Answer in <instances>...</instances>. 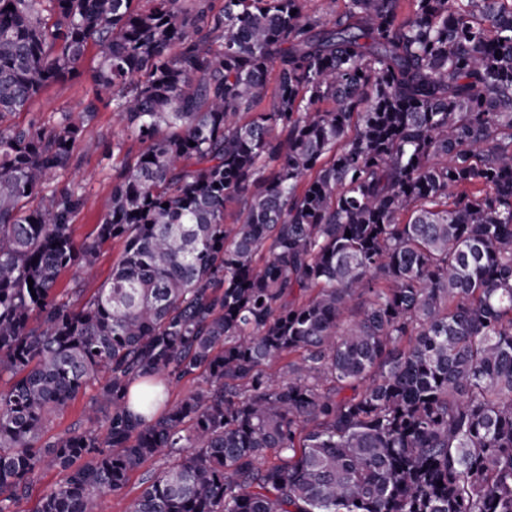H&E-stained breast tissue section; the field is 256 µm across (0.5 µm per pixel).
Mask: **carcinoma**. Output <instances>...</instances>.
Here are the masks:
<instances>
[{
  "mask_svg": "<svg viewBox=\"0 0 512 512\" xmlns=\"http://www.w3.org/2000/svg\"><path fill=\"white\" fill-rule=\"evenodd\" d=\"M136 2L0 0V512H512V0ZM92 47L78 244L96 105L10 118ZM107 97L102 94V101L97 102L98 112L89 126V135L101 141L108 155L105 156L103 148L97 152L77 153L59 177V180L82 187L87 197L85 209L73 224V235L78 244L93 233L97 219L106 210L112 193V138L116 140L120 126ZM122 244L120 242L109 243L101 251L98 258L93 277L87 278L78 269L72 268L64 272L60 278V287H74L76 283L80 288L85 289V293L89 296L101 283L106 281L112 273V262L121 251ZM88 399V394H79L71 401L66 411L54 421L48 435L63 434L74 427L84 426ZM172 464V460L165 457H156L146 462L139 470L135 471L123 492L112 496L103 507L102 512H131L130 506L143 488V479L158 473Z\"/></svg>",
  "mask_w": 512,
  "mask_h": 512,
  "instance_id": "1",
  "label": "carcinoma"
}]
</instances>
